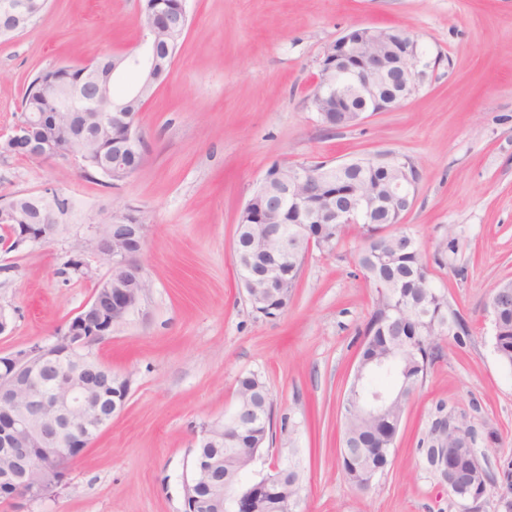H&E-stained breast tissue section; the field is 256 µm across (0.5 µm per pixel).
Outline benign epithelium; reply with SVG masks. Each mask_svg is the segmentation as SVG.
<instances>
[{
	"mask_svg": "<svg viewBox=\"0 0 512 512\" xmlns=\"http://www.w3.org/2000/svg\"><path fill=\"white\" fill-rule=\"evenodd\" d=\"M32 9L31 0H3L0 23L18 28ZM175 58L176 51L169 48L159 51L144 42L138 49L113 56L111 73L136 65L138 77L128 95L149 98L156 91L154 81ZM99 66L95 61L89 67L94 75L95 93L89 94L76 85L61 101L60 109L68 120L58 133H48L45 117L24 115L0 139V153L10 156L21 150L23 156L35 160L78 162L80 158L70 151L72 142L109 131L114 126L123 132L119 142L137 143V120L114 102L111 85L99 80ZM424 78V71L418 69L417 42L413 38L397 30L354 28L332 44L320 61L311 105L326 126L343 127L344 112L350 113L357 125L369 113L399 106ZM355 97L362 100V107L353 106ZM399 160L400 155L386 153L336 166L327 164L323 172L297 166L286 180L265 176L256 194H264L272 182H277L280 197L275 206L292 213L297 224H375L380 203L398 212L408 211L413 205L414 198L406 192V182L411 177L400 171ZM361 162L397 172L387 187L385 199L354 196L341 203L336 194L322 196L332 171ZM257 219L266 225L265 237L277 239L281 244L280 254L288 256V235L263 215H257ZM55 223L56 210L44 199L22 224L7 205L0 206V226L10 233L9 240L22 245L48 239ZM147 231V225L131 219L125 211L114 213L113 223L98 225L96 250L107 260L110 273L100 281L91 299L67 321L55 342L17 352H0V365L8 366L7 371L0 372V458L8 461L0 468V499L34 500L49 494L59 486L58 462L79 456L87 447V440L124 408L129 395L127 380L112 377L110 367L97 364L98 372L112 380L107 394L109 404L102 412L94 409L81 372L72 362L90 358L87 349L91 341L110 335L112 326L124 322L140 306L148 291L146 272L140 261ZM244 288L248 297L258 298L273 310L282 309V281L264 268L251 269ZM446 424L456 430V437L450 440V447L435 448L436 461L445 466L442 487L462 500L475 501L487 489L486 471L482 464H474L481 479L460 490L451 471L457 459L471 458L475 449L471 448L470 437L458 431V418L448 419ZM261 458L262 453L255 452L250 467L244 471L253 482L267 484L263 476L268 471L279 478L288 474V463L282 455H276L266 470L257 468ZM184 486L186 512H196L199 505L214 506L229 501L234 502L235 512H255L252 490L236 491L242 481L224 471L221 448H212L193 458Z\"/></svg>",
	"mask_w": 512,
	"mask_h": 512,
	"instance_id": "benign-epithelium-1",
	"label": "benign epithelium"
}]
</instances>
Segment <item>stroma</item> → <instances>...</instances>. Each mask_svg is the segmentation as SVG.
I'll return each instance as SVG.
<instances>
[{
	"label": "stroma",
	"mask_w": 512,
	"mask_h": 512,
	"mask_svg": "<svg viewBox=\"0 0 512 512\" xmlns=\"http://www.w3.org/2000/svg\"><path fill=\"white\" fill-rule=\"evenodd\" d=\"M187 34L166 81L139 114L140 168L107 184L63 160L0 158V201L57 191L67 209L46 243L0 247V352L52 342L107 272L95 227L135 208L149 228L140 308L91 346L129 382L124 409L71 461L51 496L0 512H184V476L203 425L223 418L236 381L255 372L273 401V443L304 474L294 512H505L504 480L459 504L420 452L437 405L466 414L490 471L512 460V371L493 348V287L512 279V0H185ZM144 0H49L24 33L0 38V134L20 116L31 76L120 54L141 40ZM418 43L426 73L398 108L327 130L309 104L326 50L355 27ZM408 156L420 180L400 226L468 330L436 337L439 354L411 396L390 461L369 489L342 475L341 404L374 290L349 230L312 250L288 308L253 311L234 256L237 218L274 163L338 164ZM83 265L63 271L73 250Z\"/></svg>",
	"instance_id": "obj_1"
}]
</instances>
